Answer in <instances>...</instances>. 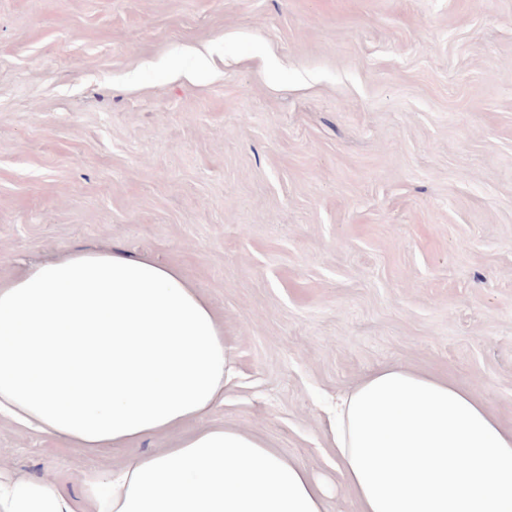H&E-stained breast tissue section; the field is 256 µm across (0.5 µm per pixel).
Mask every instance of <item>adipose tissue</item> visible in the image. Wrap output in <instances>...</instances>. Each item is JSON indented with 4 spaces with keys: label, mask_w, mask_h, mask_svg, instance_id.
Returning a JSON list of instances; mask_svg holds the SVG:
<instances>
[{
    "label": "adipose tissue",
    "mask_w": 512,
    "mask_h": 512,
    "mask_svg": "<svg viewBox=\"0 0 512 512\" xmlns=\"http://www.w3.org/2000/svg\"><path fill=\"white\" fill-rule=\"evenodd\" d=\"M235 377L209 302L175 267L119 250L0 284V416L91 453L206 414ZM336 468L359 512H512V431L469 390L400 367L337 401ZM81 509L0 464V512H324L325 487L259 436L182 435L101 476Z\"/></svg>",
    "instance_id": "adipose-tissue-1"
}]
</instances>
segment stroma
<instances>
[{
    "instance_id": "stroma-1",
    "label": "stroma",
    "mask_w": 512,
    "mask_h": 512,
    "mask_svg": "<svg viewBox=\"0 0 512 512\" xmlns=\"http://www.w3.org/2000/svg\"><path fill=\"white\" fill-rule=\"evenodd\" d=\"M91 249L210 302L239 376L199 426L325 479V512H357L326 405L376 369L512 430V0H0V281ZM173 443L0 416V463L74 499Z\"/></svg>"
}]
</instances>
